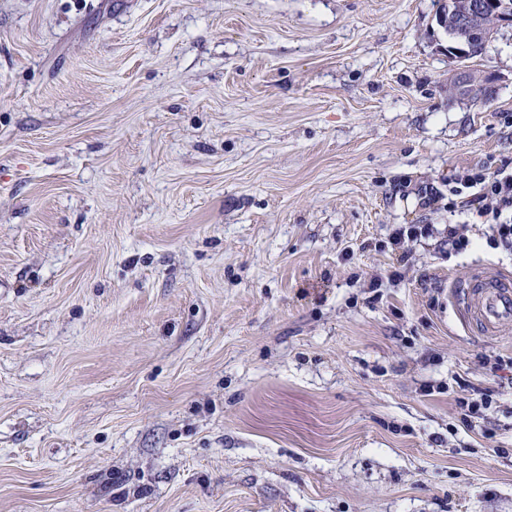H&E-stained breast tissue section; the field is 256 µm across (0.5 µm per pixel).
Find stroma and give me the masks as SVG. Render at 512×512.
<instances>
[{
	"label": "stroma",
	"mask_w": 512,
	"mask_h": 512,
	"mask_svg": "<svg viewBox=\"0 0 512 512\" xmlns=\"http://www.w3.org/2000/svg\"><path fill=\"white\" fill-rule=\"evenodd\" d=\"M435 9L0 0V512H512L451 288L512 252L446 197L512 159V29L452 102ZM468 76L471 81L478 82V83L484 82L487 79V76L477 77L475 75H470V74L467 75L466 71H459L455 75V77H456V81L459 85L461 97L464 100H472V99L476 98V100L484 102L487 98H489V96L491 95V93L493 91V88H494L493 84L495 81L494 76H490L489 79L487 80V82H484L480 86L473 85L470 82V80L468 79ZM469 88H473V92H469ZM478 89H482V91L485 93L483 95H475L474 92L477 91Z\"/></svg>",
	"instance_id": "stroma-1"
}]
</instances>
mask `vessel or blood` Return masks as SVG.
Masks as SVG:
<instances>
[{
	"instance_id": "b4317fda",
	"label": "vessel or blood",
	"mask_w": 512,
	"mask_h": 512,
	"mask_svg": "<svg viewBox=\"0 0 512 512\" xmlns=\"http://www.w3.org/2000/svg\"><path fill=\"white\" fill-rule=\"evenodd\" d=\"M470 329L495 336L512 325V276L478 271L452 284Z\"/></svg>"
}]
</instances>
